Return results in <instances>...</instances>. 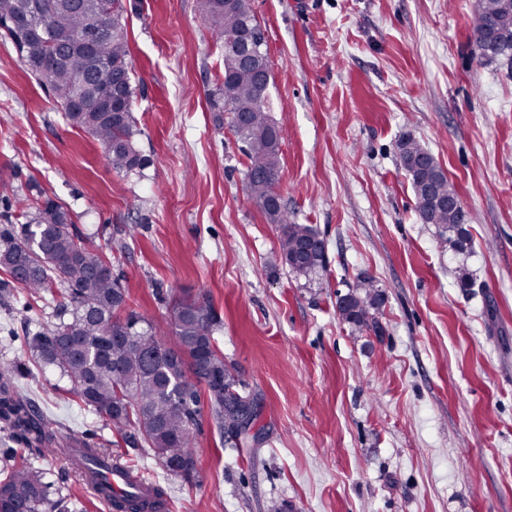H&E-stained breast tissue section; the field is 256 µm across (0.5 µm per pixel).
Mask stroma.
<instances>
[{
	"label": "stroma",
	"mask_w": 512,
	"mask_h": 512,
	"mask_svg": "<svg viewBox=\"0 0 512 512\" xmlns=\"http://www.w3.org/2000/svg\"><path fill=\"white\" fill-rule=\"evenodd\" d=\"M198 3L124 0L137 175L113 172L0 39V214L38 195L68 209L148 321L166 324L174 298H208L258 404L241 455L203 415L192 479L141 446L119 454L166 489L170 512H266L274 499L290 512H512V66L473 58L476 0H251L283 131L276 190L326 243L310 280L281 263L246 200L245 158L208 102L218 51ZM404 135L458 193L464 246L416 211ZM367 278L379 337L336 312ZM53 311L0 290V364L35 412L94 447L111 425L29 352ZM15 452L28 453L0 429V459ZM28 455L69 512H109L64 461Z\"/></svg>",
	"instance_id": "stroma-1"
}]
</instances>
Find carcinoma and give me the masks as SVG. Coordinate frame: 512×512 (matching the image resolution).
Here are the masks:
<instances>
[{
	"mask_svg": "<svg viewBox=\"0 0 512 512\" xmlns=\"http://www.w3.org/2000/svg\"><path fill=\"white\" fill-rule=\"evenodd\" d=\"M199 12L219 46L229 24L242 29L259 22L250 0H199ZM123 0H88L75 11L69 0H0V30L15 48L28 72L51 91L57 105L75 126L84 129L104 149L118 174L142 170L146 160L136 147L138 134L133 115L135 87ZM496 21L498 35L491 40L487 25ZM97 26L102 37L94 53L72 50L47 63L49 31L68 38ZM471 38L479 58L512 63V14L501 10V0H482L475 10ZM222 78L210 93L213 111L229 115L245 156L246 199L258 206L278 230L280 260L298 276L309 277L326 269V253L301 257L319 236L310 224H295L281 209L267 207L279 180V143L282 130L273 121L269 89L255 81L253 72L239 58L221 50ZM402 151L416 159L430 155L418 140L409 137ZM407 173L418 212L430 208L426 192L428 173L411 168ZM22 224L3 215L0 226V269L12 282L31 294L58 293L55 321L28 342L32 356L54 366L66 376L73 393L98 416L112 424L122 439L133 429L147 445V452L169 474L183 479L195 475V439L203 404L225 442L243 443L238 420L250 414L257 420L254 396L224 361L216 333L221 321L203 297L182 296L172 303L169 322L162 327L132 310L120 277L112 274L110 258L74 224L70 214L54 201L39 197L19 202ZM460 215L440 211L433 215L442 235L461 234ZM26 271L23 280L16 268ZM363 292H354L355 311L341 305L342 320L358 329H380L376 311L380 294L367 281ZM174 341H168V337ZM0 422L4 430L39 447L50 458L65 457L85 478L104 477L111 470L106 448L62 444L56 424L37 416L13 382V367L0 366ZM116 512H163L164 490L143 487L135 480L122 499H110ZM66 512L62 501H51L42 472L26 459L0 468V512Z\"/></svg>",
	"mask_w": 512,
	"mask_h": 512,
	"instance_id": "cac0c4a2",
	"label": "carcinoma"
}]
</instances>
